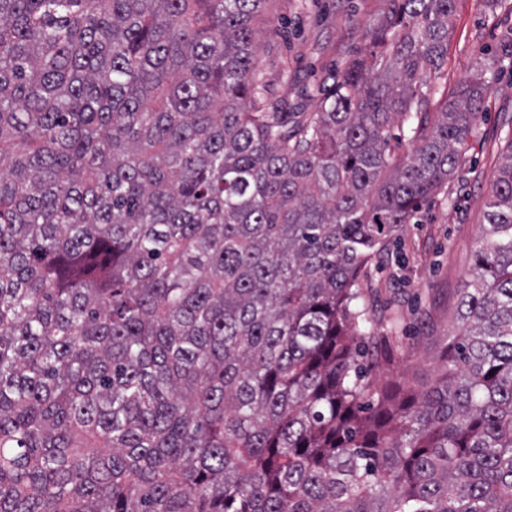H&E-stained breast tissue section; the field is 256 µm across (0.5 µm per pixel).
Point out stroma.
<instances>
[{"label": "stroma", "instance_id": "stroma-1", "mask_svg": "<svg viewBox=\"0 0 512 512\" xmlns=\"http://www.w3.org/2000/svg\"><path fill=\"white\" fill-rule=\"evenodd\" d=\"M389 0H269L258 22V71L269 101L314 109L322 85L362 55L369 24ZM487 67L485 111L462 151L454 177L423 202L394 243L402 263L371 264L364 299L396 336L394 393L435 386L452 340L456 307L468 278L493 175L512 115V0L497 7L455 0L444 65L449 88Z\"/></svg>", "mask_w": 512, "mask_h": 512}]
</instances>
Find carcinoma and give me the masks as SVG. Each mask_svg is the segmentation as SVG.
<instances>
[{"label":"carcinoma","mask_w":512,"mask_h":512,"mask_svg":"<svg viewBox=\"0 0 512 512\" xmlns=\"http://www.w3.org/2000/svg\"><path fill=\"white\" fill-rule=\"evenodd\" d=\"M267 2L0 0V512H512V137L443 378L360 362L489 95L455 0H389L314 112L261 101Z\"/></svg>","instance_id":"cac0c4a2"}]
</instances>
